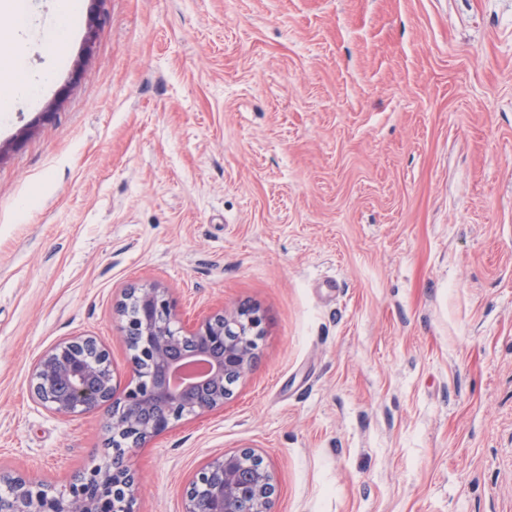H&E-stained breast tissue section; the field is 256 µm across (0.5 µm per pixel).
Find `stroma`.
<instances>
[{
    "mask_svg": "<svg viewBox=\"0 0 512 512\" xmlns=\"http://www.w3.org/2000/svg\"><path fill=\"white\" fill-rule=\"evenodd\" d=\"M25 5L56 71L0 112V468L111 463L108 411L31 371L91 336L128 381L115 302L158 285L263 336L223 410L126 452L135 512L247 447L275 512H512V0H107L86 60L83 0L59 63Z\"/></svg>",
    "mask_w": 512,
    "mask_h": 512,
    "instance_id": "1",
    "label": "stroma"
}]
</instances>
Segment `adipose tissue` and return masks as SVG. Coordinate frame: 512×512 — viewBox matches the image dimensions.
I'll list each match as a JSON object with an SVG mask.
<instances>
[{
	"label": "adipose tissue",
	"mask_w": 512,
	"mask_h": 512,
	"mask_svg": "<svg viewBox=\"0 0 512 512\" xmlns=\"http://www.w3.org/2000/svg\"><path fill=\"white\" fill-rule=\"evenodd\" d=\"M0 10L8 14L12 24L6 34L7 39L12 40L17 50L5 55V64L10 66L13 74L12 80L0 84V112L8 111L18 98L32 95L39 86L49 84L54 76L52 70L46 69L35 73L29 70L21 61L19 52L23 45V32L27 27V15L23 0H5L0 5Z\"/></svg>",
	"instance_id": "1"
}]
</instances>
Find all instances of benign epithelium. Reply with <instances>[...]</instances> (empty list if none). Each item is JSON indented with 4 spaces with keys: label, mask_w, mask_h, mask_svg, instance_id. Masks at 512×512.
Returning a JSON list of instances; mask_svg holds the SVG:
<instances>
[{
    "label": "benign epithelium",
    "mask_w": 512,
    "mask_h": 512,
    "mask_svg": "<svg viewBox=\"0 0 512 512\" xmlns=\"http://www.w3.org/2000/svg\"><path fill=\"white\" fill-rule=\"evenodd\" d=\"M95 5L82 45L89 57L103 23L105 0ZM121 332L134 339L133 377L118 384L108 354L90 337L55 345L35 362L31 390L46 409L73 417L110 407L109 428L127 435L126 448L166 432L185 415L224 408L235 384L254 363L263 336L262 316L253 306L204 317L194 328L175 327L177 315L165 288H130L117 304ZM204 359L199 381L182 380L184 368ZM125 448L112 464L92 467L57 490L21 473L0 469V512H133L138 489L134 471L124 463ZM274 471L251 448L210 457L189 481L183 512H274Z\"/></svg>",
    "instance_id": "1"
}]
</instances>
